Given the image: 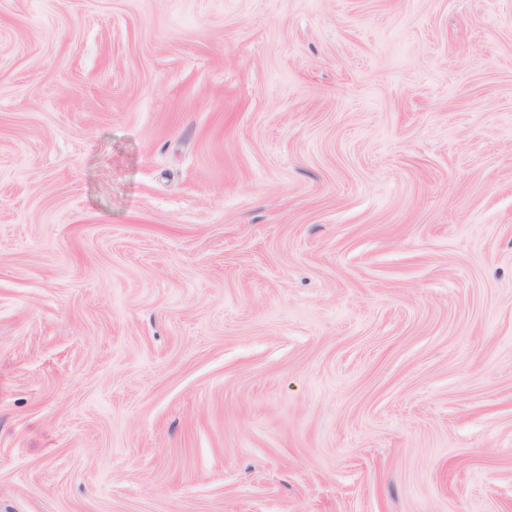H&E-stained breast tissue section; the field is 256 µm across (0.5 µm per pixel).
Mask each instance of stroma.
<instances>
[{
	"mask_svg": "<svg viewBox=\"0 0 512 512\" xmlns=\"http://www.w3.org/2000/svg\"><path fill=\"white\" fill-rule=\"evenodd\" d=\"M0 512H512V0H0Z\"/></svg>",
	"mask_w": 512,
	"mask_h": 512,
	"instance_id": "1",
	"label": "stroma"
}]
</instances>
